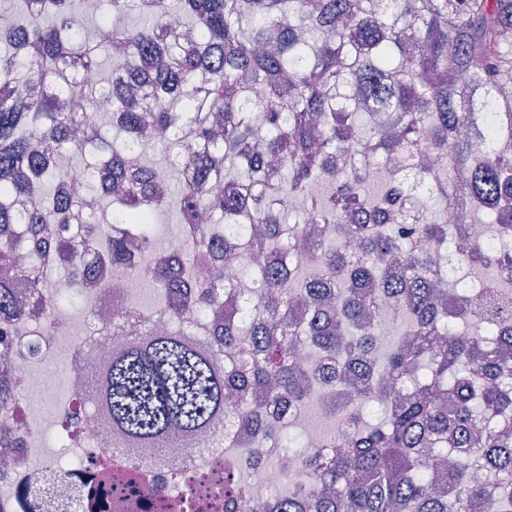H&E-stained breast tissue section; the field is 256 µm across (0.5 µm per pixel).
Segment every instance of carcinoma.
I'll list each match as a JSON object with an SVG mask.
<instances>
[{
  "instance_id": "carcinoma-1",
  "label": "carcinoma",
  "mask_w": 512,
  "mask_h": 512,
  "mask_svg": "<svg viewBox=\"0 0 512 512\" xmlns=\"http://www.w3.org/2000/svg\"><path fill=\"white\" fill-rule=\"evenodd\" d=\"M87 2L0 3V79L21 86L0 98V360L11 337L56 332L47 313L87 285L151 283L143 320L170 328H141L72 394L126 471L101 469L74 512L139 503L149 468L218 420L224 499L200 503L192 483L189 510L253 512L243 475L274 459L301 472L267 512H512V0ZM73 15L111 42L83 40ZM101 52L125 67L103 74ZM103 92L110 141L69 109ZM149 146L190 156L176 189L136 171ZM77 155L86 179L68 175ZM450 209L487 244L458 250ZM167 215L175 251L153 243ZM219 250L240 260L234 314V284L196 275ZM23 272L42 282L36 307L11 292ZM479 286L487 302L448 307ZM388 301L399 333L383 351ZM315 398L335 427L307 448L297 421ZM14 404L0 382L4 433Z\"/></svg>"
}]
</instances>
